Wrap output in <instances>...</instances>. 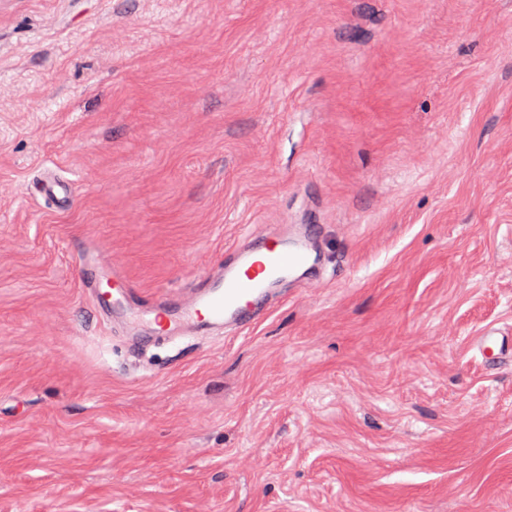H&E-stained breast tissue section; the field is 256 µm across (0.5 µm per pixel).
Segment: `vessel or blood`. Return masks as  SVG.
Listing matches in <instances>:
<instances>
[{
	"mask_svg": "<svg viewBox=\"0 0 512 512\" xmlns=\"http://www.w3.org/2000/svg\"><path fill=\"white\" fill-rule=\"evenodd\" d=\"M321 230L312 224H268L260 234L247 237L218 261L214 270L202 275L199 283L178 295L179 315H171L164 299H157L151 320L126 319L128 335L152 323L173 334L193 327L237 333L252 327L261 317V305H273L276 287L283 282L304 285L309 270L318 263L315 241ZM131 284L120 272L112 274L111 292L100 285L92 290L97 301L120 306ZM469 347L481 356L485 369L495 371L512 362V328L490 324L472 336Z\"/></svg>",
	"mask_w": 512,
	"mask_h": 512,
	"instance_id": "vessel-or-blood-1",
	"label": "vessel or blood"
}]
</instances>
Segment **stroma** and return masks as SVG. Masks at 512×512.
<instances>
[{
	"label": "stroma",
	"instance_id": "stroma-1",
	"mask_svg": "<svg viewBox=\"0 0 512 512\" xmlns=\"http://www.w3.org/2000/svg\"><path fill=\"white\" fill-rule=\"evenodd\" d=\"M52 169L75 203L32 182ZM263 224L323 284L131 352L80 287ZM512 0H0V512H512ZM469 347L481 356L488 371H497L512 361V328L490 324L472 336Z\"/></svg>",
	"mask_w": 512,
	"mask_h": 512
}]
</instances>
